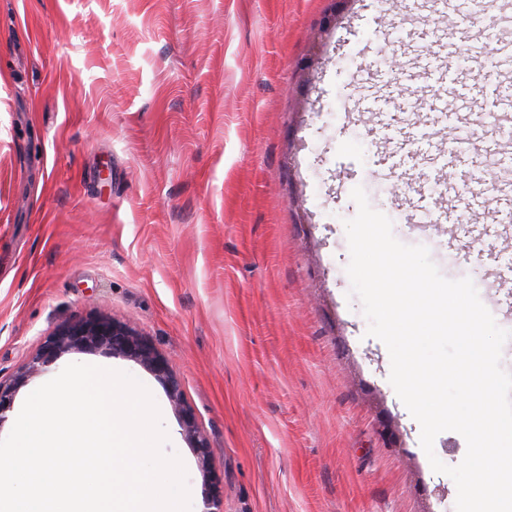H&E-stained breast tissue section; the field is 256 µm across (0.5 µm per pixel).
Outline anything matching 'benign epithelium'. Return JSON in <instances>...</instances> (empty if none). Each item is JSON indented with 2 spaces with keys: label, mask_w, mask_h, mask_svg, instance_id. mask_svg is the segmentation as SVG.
<instances>
[{
  "label": "benign epithelium",
  "mask_w": 512,
  "mask_h": 512,
  "mask_svg": "<svg viewBox=\"0 0 512 512\" xmlns=\"http://www.w3.org/2000/svg\"><path fill=\"white\" fill-rule=\"evenodd\" d=\"M106 349L114 354L131 358L157 376L165 385L169 400L181 413L188 439L194 443L203 472H208L206 438L198 428L193 413L186 408L183 391L172 374L166 359L156 352L130 325L103 316H90L74 320L61 327L46 340L26 369L11 383L0 382V423L11 408L13 396L19 386L42 367L56 361L71 350Z\"/></svg>",
  "instance_id": "obj_1"
}]
</instances>
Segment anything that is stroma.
Here are the masks:
<instances>
[{
  "label": "stroma",
  "instance_id": "35a3bbf8",
  "mask_svg": "<svg viewBox=\"0 0 512 512\" xmlns=\"http://www.w3.org/2000/svg\"><path fill=\"white\" fill-rule=\"evenodd\" d=\"M459 53L494 49L498 4L450 0ZM422 0H0V380L59 327L94 314L135 324L167 360L207 439L223 512H455L420 425L389 381L391 361L346 273L344 222L363 187L407 245L441 274L512 279V221L496 192L466 211L484 265L449 255L446 224H411L430 206L400 151L427 147L434 79L398 89L417 113L377 112L387 30L430 59ZM338 21L322 46L312 37ZM493 86L455 70L478 137L455 169L426 178L466 192L497 140L477 112ZM106 363L153 396L165 455L186 469L192 512L210 487L164 384L134 360L72 351L21 386L0 424L67 364Z\"/></svg>",
  "mask_w": 512,
  "mask_h": 512
}]
</instances>
